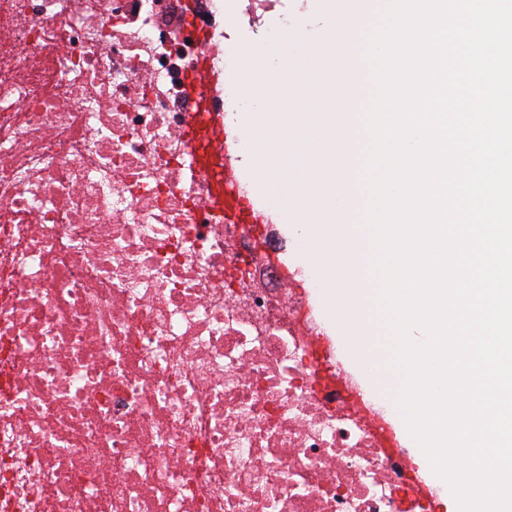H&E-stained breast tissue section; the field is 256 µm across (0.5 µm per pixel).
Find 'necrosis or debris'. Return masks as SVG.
Segmentation results:
<instances>
[{"mask_svg": "<svg viewBox=\"0 0 512 512\" xmlns=\"http://www.w3.org/2000/svg\"><path fill=\"white\" fill-rule=\"evenodd\" d=\"M222 0H0V512H432L192 177ZM218 74V69L207 65L197 71L192 79L191 86L195 92L202 93L209 97L217 91L216 80Z\"/></svg>", "mask_w": 512, "mask_h": 512, "instance_id": "obj_1", "label": "necrosis or debris"}]
</instances>
